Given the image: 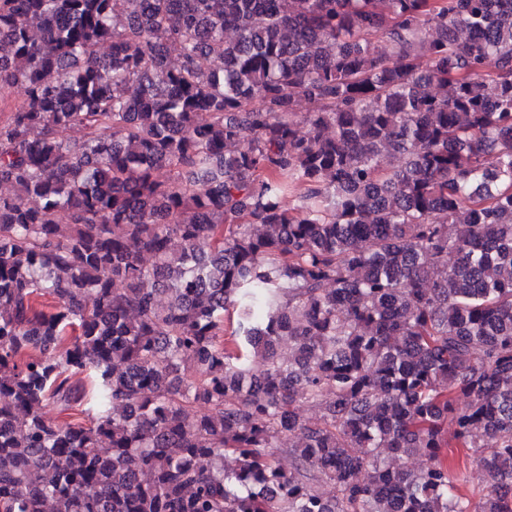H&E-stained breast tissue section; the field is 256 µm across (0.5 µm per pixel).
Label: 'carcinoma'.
Returning <instances> with one entry per match:
<instances>
[{
  "label": "carcinoma",
  "mask_w": 512,
  "mask_h": 512,
  "mask_svg": "<svg viewBox=\"0 0 512 512\" xmlns=\"http://www.w3.org/2000/svg\"><path fill=\"white\" fill-rule=\"evenodd\" d=\"M17 83L0 512H512V0H0Z\"/></svg>",
  "instance_id": "obj_1"
}]
</instances>
